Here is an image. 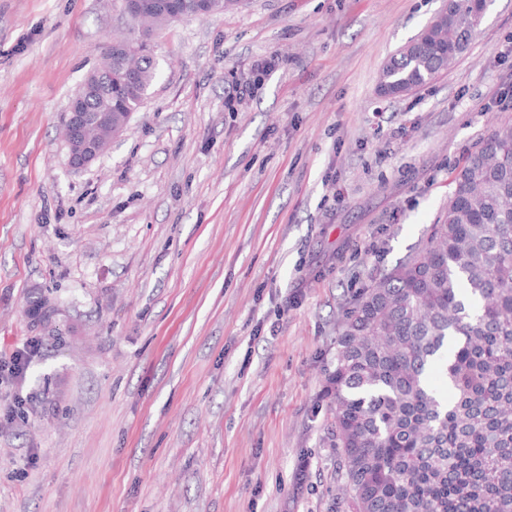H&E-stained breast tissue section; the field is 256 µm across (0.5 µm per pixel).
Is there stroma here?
I'll list each match as a JSON object with an SVG mask.
<instances>
[{
	"label": "stroma",
	"mask_w": 512,
	"mask_h": 512,
	"mask_svg": "<svg viewBox=\"0 0 512 512\" xmlns=\"http://www.w3.org/2000/svg\"><path fill=\"white\" fill-rule=\"evenodd\" d=\"M445 3L170 21L144 104L77 170L68 103L126 35L121 2L0 0V351L40 347L0 384V512H337L324 387L346 314L512 119V0L446 73L380 95ZM284 62H286V60L279 58L277 55L259 61L255 68L256 76L253 83L235 86L233 92L230 93L227 97V107L229 109L232 108L235 100L241 101L245 99L247 96H252L255 90H257L260 87V84L262 82V76L266 75L270 70L278 68Z\"/></svg>",
	"instance_id": "obj_1"
}]
</instances>
